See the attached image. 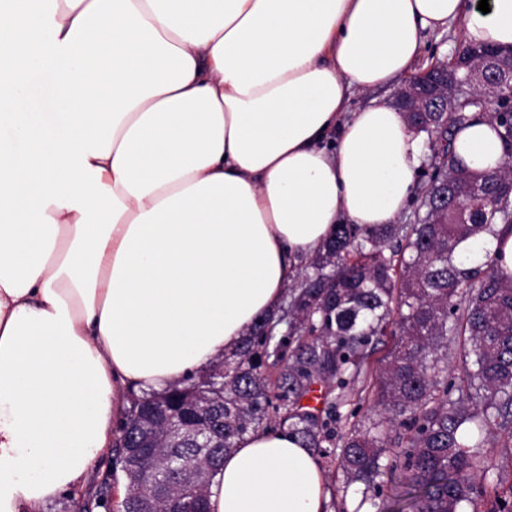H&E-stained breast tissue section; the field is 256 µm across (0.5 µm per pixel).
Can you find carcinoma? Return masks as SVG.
Wrapping results in <instances>:
<instances>
[{
    "label": "carcinoma",
    "mask_w": 512,
    "mask_h": 512,
    "mask_svg": "<svg viewBox=\"0 0 512 512\" xmlns=\"http://www.w3.org/2000/svg\"><path fill=\"white\" fill-rule=\"evenodd\" d=\"M457 55L476 72L495 62L504 81L490 88L474 80L440 111L408 113L431 152L424 215L371 231L336 225L315 272L302 277L278 318L258 320L207 372L138 397L121 423L125 433L142 408L169 405L189 391L224 418L219 447L160 448L144 461L135 476L142 494L161 482L191 512L198 492L189 471L222 457L250 431L286 427L305 447L327 454L336 402L365 374L368 347L387 331L393 347L373 383L378 422L346 434L337 456L347 480L373 490L372 506L382 499L377 512H482L485 497L512 477L507 469L487 485L478 477L489 472L478 452L481 435L512 440V277L491 259L470 267L457 253L494 224L512 226V112L491 118L505 146L499 170L467 168L453 152L465 109L473 107L468 97L512 94V71L492 47L463 42ZM282 324L292 335L279 334ZM450 334L465 337L464 357L473 358L457 383L448 382ZM266 366L276 369L275 381L263 375ZM317 386L324 388L320 410L302 404ZM386 455L392 464L384 492L375 479Z\"/></svg>",
    "instance_id": "cac0c4a2"
}]
</instances>
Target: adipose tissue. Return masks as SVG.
<instances>
[{
  "mask_svg": "<svg viewBox=\"0 0 512 512\" xmlns=\"http://www.w3.org/2000/svg\"><path fill=\"white\" fill-rule=\"evenodd\" d=\"M488 3L0 5V512L81 488L129 394L208 370L277 314L336 224L402 213L423 141L376 92L455 20L467 43L512 46V0ZM453 151L504 163L484 115ZM459 250L512 275L504 225ZM209 504L324 512V473L288 430H258Z\"/></svg>",
  "mask_w": 512,
  "mask_h": 512,
  "instance_id": "ef3b65f1",
  "label": "adipose tissue"
}]
</instances>
